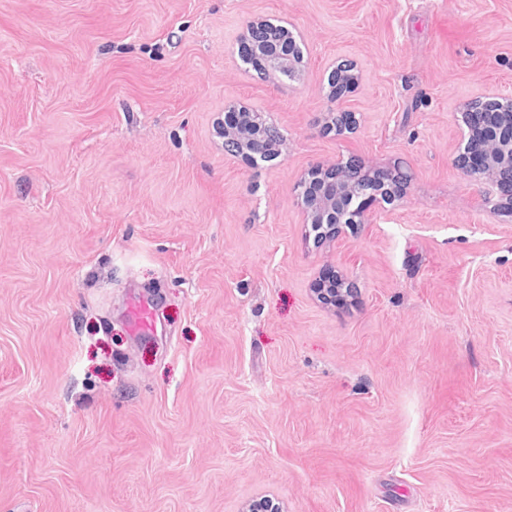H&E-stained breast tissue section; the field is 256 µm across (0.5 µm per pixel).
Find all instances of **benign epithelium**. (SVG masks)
<instances>
[{"label": "benign epithelium", "instance_id": "benign-epithelium-1", "mask_svg": "<svg viewBox=\"0 0 512 512\" xmlns=\"http://www.w3.org/2000/svg\"><path fill=\"white\" fill-rule=\"evenodd\" d=\"M243 40L250 45V55L244 61L263 58L281 76L295 78L303 52L288 28L268 20L252 21L246 26ZM357 81L351 74L333 73L331 99L353 88ZM471 103L480 105V112L466 123L468 138L458 163L470 179L512 205V100L477 97ZM235 115L241 116L243 123L237 129H224V141L246 140L241 154L255 162L275 153L276 147L262 130L273 126L272 122L244 107L238 108ZM401 180L397 173L369 172L359 160L341 161L327 168L318 165L309 178L297 185V199L303 206L305 223L315 233V241L322 242L338 236L345 228L371 223L366 203H393L402 193Z\"/></svg>", "mask_w": 512, "mask_h": 512}]
</instances>
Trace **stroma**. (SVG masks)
I'll return each mask as SVG.
<instances>
[{"label": "stroma", "mask_w": 512, "mask_h": 512, "mask_svg": "<svg viewBox=\"0 0 512 512\" xmlns=\"http://www.w3.org/2000/svg\"><path fill=\"white\" fill-rule=\"evenodd\" d=\"M261 19L295 80L243 62ZM488 94L512 0H0V512H512V213L457 163ZM351 158L407 190L315 244L295 188ZM279 31V39H276V30ZM245 43L250 45V55L244 57V61L250 63L253 59L264 58L274 70L282 77L292 80L303 61V52L297 44L295 37L288 28L275 25L268 20L249 22L242 35ZM271 43H278L284 50H273ZM266 55L264 56V53ZM288 59V61H286ZM241 112V117L239 116ZM227 115H237L239 120H243V123L238 129L229 130L224 124V143L231 140H237L239 138L246 139L245 151L235 152L233 144L225 145V148L236 154L244 155L248 160L257 162L258 159L263 161L268 156L272 155L276 151V146L280 145L283 141V135L281 141L276 145L272 146L266 137V130L260 129L262 126H275L272 122L259 112H250L244 107L237 109V112H227ZM270 128L269 132L273 138H279V132L275 128ZM149 307L141 301H132L130 304L129 318L132 336H144L150 326Z\"/></svg>", "instance_id": "35a3bbf8"}]
</instances>
